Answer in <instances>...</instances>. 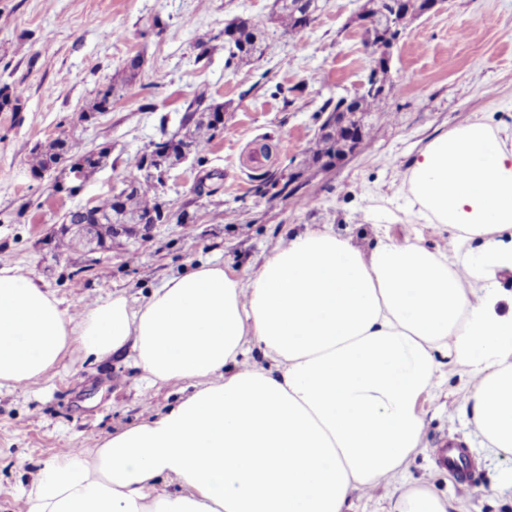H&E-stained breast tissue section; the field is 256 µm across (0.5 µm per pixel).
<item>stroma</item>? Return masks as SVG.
<instances>
[{
  "label": "stroma",
  "instance_id": "obj_1",
  "mask_svg": "<svg viewBox=\"0 0 512 512\" xmlns=\"http://www.w3.org/2000/svg\"><path fill=\"white\" fill-rule=\"evenodd\" d=\"M361 2L320 0L315 21L292 36L277 24L274 0H0V87L24 90L19 111L0 109V264L76 313L118 295L144 298L200 263L251 276L290 234L324 224L366 246L377 224L399 239L443 244L440 227L411 223L403 211L399 175L426 143L469 119L512 124V0H446L441 11L409 19L393 50L384 109L364 114L360 150L326 169L312 161L320 108L360 93L371 64L354 20ZM239 17L264 30L265 50L229 66L224 29ZM133 60L131 93L81 121ZM197 99L223 104L224 126L204 165L190 160L167 174L160 193L172 220L113 237L94 265L58 247L63 215L142 178L134 158L178 131ZM63 135L84 151L110 150L75 197L52 192L30 163L34 146ZM268 140L277 145L271 158L253 159ZM265 178L296 190L272 196ZM185 211L197 223H178ZM459 386L447 374L425 393L426 448L404 480L425 483L460 512H512V458L489 453L473 435L456 408ZM190 390L186 382L148 386L128 350L66 360L35 384L1 389L0 512H28L24 491L45 461L99 447ZM451 438L477 460L464 488L431 456Z\"/></svg>",
  "mask_w": 512,
  "mask_h": 512
}]
</instances>
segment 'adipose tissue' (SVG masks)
Returning <instances> with one entry per match:
<instances>
[{"label": "adipose tissue", "instance_id": "ef3b65f1", "mask_svg": "<svg viewBox=\"0 0 512 512\" xmlns=\"http://www.w3.org/2000/svg\"><path fill=\"white\" fill-rule=\"evenodd\" d=\"M401 190L409 215L448 232L446 248L378 224L365 249L325 224L292 233L252 277L207 262L138 304L116 296L76 314L0 266V388L128 347L150 385L193 384L169 411L47 461L30 512H347L390 480L388 512H451L400 478L445 363L467 379L482 445L512 458V311L499 308L512 297V128L443 131ZM253 350L265 365H243Z\"/></svg>", "mask_w": 512, "mask_h": 512}]
</instances>
